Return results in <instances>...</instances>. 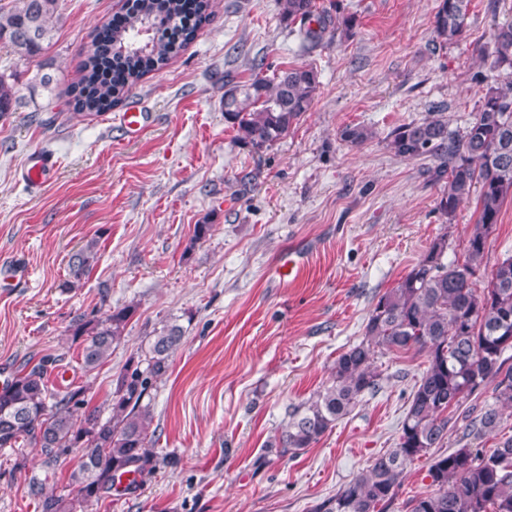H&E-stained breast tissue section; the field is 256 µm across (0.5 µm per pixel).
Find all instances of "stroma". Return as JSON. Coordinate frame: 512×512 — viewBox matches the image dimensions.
Instances as JSON below:
<instances>
[{"label": "stroma", "mask_w": 512, "mask_h": 512, "mask_svg": "<svg viewBox=\"0 0 512 512\" xmlns=\"http://www.w3.org/2000/svg\"><path fill=\"white\" fill-rule=\"evenodd\" d=\"M316 3L355 15L353 35L310 49L281 22L280 0H213L193 42L99 116L76 114L70 89L120 0H59L39 57L0 43V73L19 96L0 117V271L28 270L24 286L0 284V383L45 358L52 388L87 386L106 417L114 380L146 337L184 332L151 394V428L174 465L84 512H315L398 442L422 352L383 355L380 390L310 448L283 456L276 446L294 407L330 385L337 357L362 340L379 297L436 237L459 252L475 201L447 219L427 161L396 157L389 134L436 111L452 131L473 121L487 90L472 78L478 50L512 22V0H471L453 45L434 33L437 0ZM290 65L318 74L311 109L275 144H241L224 121L225 81ZM40 71L50 88H31ZM131 110L147 115L133 138L121 125ZM356 125L371 133L360 146L341 139ZM34 153L53 161L40 187L22 177ZM199 224L211 230L197 241ZM91 241L98 261L70 284L69 258ZM127 304L136 311L121 342L85 371L72 320ZM18 454L27 471H12ZM43 460L27 442L0 451V512H39L28 479ZM429 464L408 467L387 512H410L430 491Z\"/></svg>", "instance_id": "stroma-1"}]
</instances>
